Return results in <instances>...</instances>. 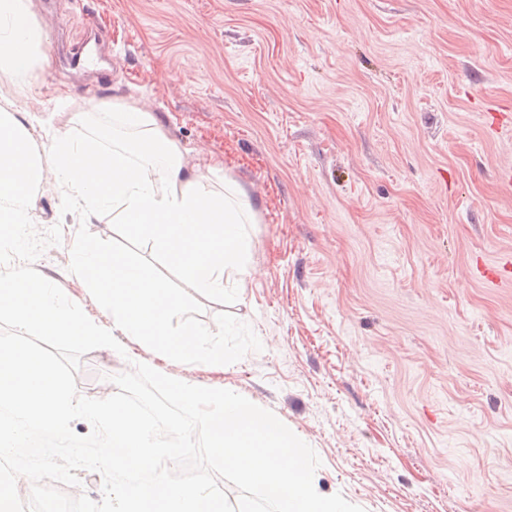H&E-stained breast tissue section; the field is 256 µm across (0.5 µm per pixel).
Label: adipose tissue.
I'll return each instance as SVG.
<instances>
[{"instance_id":"1","label":"adipose tissue","mask_w":512,"mask_h":512,"mask_svg":"<svg viewBox=\"0 0 512 512\" xmlns=\"http://www.w3.org/2000/svg\"><path fill=\"white\" fill-rule=\"evenodd\" d=\"M48 46L31 0H0L1 76L20 87L32 83ZM112 109L118 114L113 144L0 107V223H34L31 192L48 166L67 208L87 217L113 213L168 268L223 296L226 285L249 272V203L239 189H211L217 164L203 159L186 169L181 149L154 112L135 101ZM35 126L42 130L37 141L30 133Z\"/></svg>"}]
</instances>
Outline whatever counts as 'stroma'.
Returning a JSON list of instances; mask_svg holds the SVG:
<instances>
[{
	"label": "stroma",
	"instance_id": "obj_1",
	"mask_svg": "<svg viewBox=\"0 0 512 512\" xmlns=\"http://www.w3.org/2000/svg\"><path fill=\"white\" fill-rule=\"evenodd\" d=\"M50 36L30 88L0 97L76 136L97 101L156 112L187 165L217 160L252 205L230 311L263 349L212 373L321 460L320 493L364 512H512V0H33ZM83 122H76V115ZM36 227L115 238L62 214ZM67 244L35 269L93 317ZM503 277L484 280L485 267ZM131 360L96 349L78 393Z\"/></svg>",
	"mask_w": 512,
	"mask_h": 512
}]
</instances>
